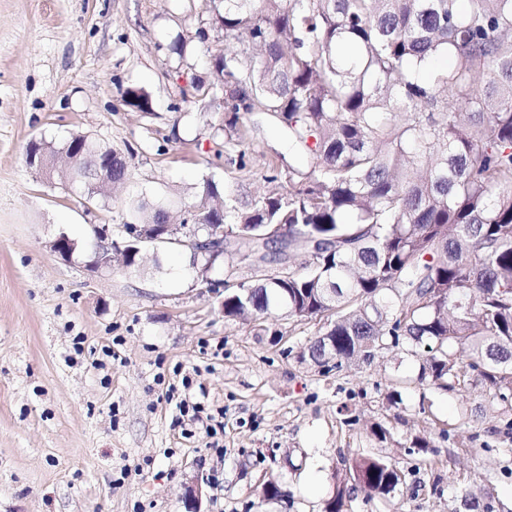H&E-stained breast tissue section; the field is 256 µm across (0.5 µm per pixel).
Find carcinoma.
Instances as JSON below:
<instances>
[{"instance_id": "obj_1", "label": "carcinoma", "mask_w": 512, "mask_h": 512, "mask_svg": "<svg viewBox=\"0 0 512 512\" xmlns=\"http://www.w3.org/2000/svg\"><path fill=\"white\" fill-rule=\"evenodd\" d=\"M196 38L224 88L193 80L183 99L204 125L238 144L255 114L288 153L266 163L263 193L241 201L205 179L175 224H222L254 279L224 267V317L323 321L302 358L327 374L394 347L421 360L417 380L481 394L512 412V0H209ZM446 54L451 64L420 69ZM123 105L149 113L142 88ZM224 112L213 122L211 109ZM34 139L54 158L57 184L94 187L97 158L132 178L125 154L89 140L86 154ZM122 240L163 212L132 194L120 205ZM297 256L304 258L294 264ZM433 465L424 437L405 448ZM432 454L427 458L426 454ZM324 512H347L352 493L386 500L418 465L379 454L345 463ZM456 512H512L487 488H457Z\"/></svg>"}]
</instances>
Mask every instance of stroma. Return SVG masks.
Wrapping results in <instances>:
<instances>
[{"mask_svg": "<svg viewBox=\"0 0 512 512\" xmlns=\"http://www.w3.org/2000/svg\"><path fill=\"white\" fill-rule=\"evenodd\" d=\"M202 7L0 0V512H187L184 487L198 477L200 512H321L345 459L377 452L373 422L390 430L386 453L401 465L415 435H432L444 457L417 473L415 495L369 503L359 491L351 512H453L457 484L487 476L512 506L499 407L419 385V359L383 349L321 373L301 357L320 322L225 318L223 288L198 282L186 252L148 254L137 271L88 270L95 229L115 228L118 211H86L35 175L31 139L81 132L121 149L131 191L150 200L206 175L243 200L264 186L276 135L240 140L241 169L215 160L222 138L186 119L187 82L214 79L195 36ZM178 37L181 61L164 49ZM130 87L149 93L151 114L123 106ZM62 233L82 246L69 261L47 247ZM186 376L224 412L218 446L173 417L168 393ZM270 480L290 496L264 498Z\"/></svg>", "mask_w": 512, "mask_h": 512, "instance_id": "1", "label": "stroma"}]
</instances>
